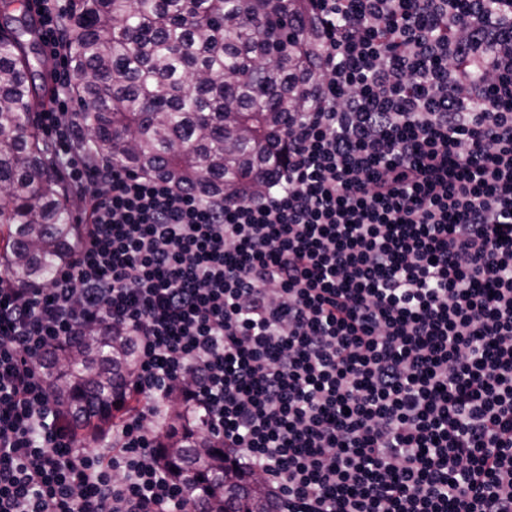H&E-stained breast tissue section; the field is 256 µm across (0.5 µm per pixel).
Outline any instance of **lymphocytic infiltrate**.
Returning a JSON list of instances; mask_svg holds the SVG:
<instances>
[{
	"instance_id": "lymphocytic-infiltrate-1",
	"label": "lymphocytic infiltrate",
	"mask_w": 512,
	"mask_h": 512,
	"mask_svg": "<svg viewBox=\"0 0 512 512\" xmlns=\"http://www.w3.org/2000/svg\"><path fill=\"white\" fill-rule=\"evenodd\" d=\"M323 79L263 192L209 199L78 148L50 284L0 273V512H195L155 459L181 385L278 512H512V0H314ZM136 340L146 406L89 450L42 373Z\"/></svg>"
}]
</instances>
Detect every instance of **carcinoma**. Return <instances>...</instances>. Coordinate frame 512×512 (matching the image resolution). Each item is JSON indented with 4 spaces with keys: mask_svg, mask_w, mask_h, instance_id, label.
<instances>
[{
    "mask_svg": "<svg viewBox=\"0 0 512 512\" xmlns=\"http://www.w3.org/2000/svg\"><path fill=\"white\" fill-rule=\"evenodd\" d=\"M62 29L81 73L68 88L81 143L203 198L248 199L279 177L288 125L322 78L311 0H73ZM23 34H0V266L35 286L72 259L78 191L33 122ZM136 362L118 328L54 349L44 374L59 407L76 414L81 441L141 406L129 386ZM159 421L158 463L186 500L272 512L267 486L208 446L201 415L167 396Z\"/></svg>",
    "mask_w": 512,
    "mask_h": 512,
    "instance_id": "cac0c4a2",
    "label": "carcinoma"
}]
</instances>
